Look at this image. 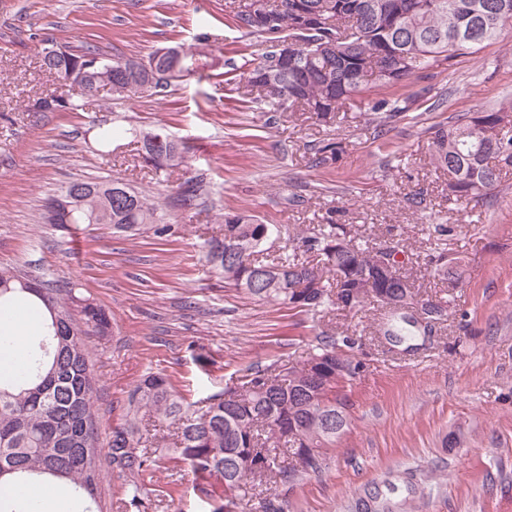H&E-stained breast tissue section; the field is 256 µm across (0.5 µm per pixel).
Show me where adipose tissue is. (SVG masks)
<instances>
[{"mask_svg":"<svg viewBox=\"0 0 512 512\" xmlns=\"http://www.w3.org/2000/svg\"><path fill=\"white\" fill-rule=\"evenodd\" d=\"M41 316L17 310L15 306L0 308V375L7 376L22 368L30 337L42 330Z\"/></svg>","mask_w":512,"mask_h":512,"instance_id":"obj_1","label":"adipose tissue"}]
</instances>
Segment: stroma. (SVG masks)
I'll return each mask as SVG.
<instances>
[{
    "label": "stroma",
    "mask_w": 512,
    "mask_h": 512,
    "mask_svg": "<svg viewBox=\"0 0 512 512\" xmlns=\"http://www.w3.org/2000/svg\"><path fill=\"white\" fill-rule=\"evenodd\" d=\"M231 11L232 0H0V267L74 284L111 315L108 336L87 338L101 385L100 436L123 422L146 372L167 374L194 403L248 369L295 365L317 337L353 326L364 368L347 389L351 423L336 447L323 449L320 472L289 491L285 512H353L367 490L407 469L419 486L407 512H512V174L487 198L455 205L429 153L435 128L512 100V36L460 50L411 86L366 85L343 106V120L324 127L301 112L261 110L245 76L267 44L233 27ZM203 32L206 56L165 96L102 93L82 112L25 107L59 88L40 67L43 39L144 56ZM396 98L405 107L395 118L367 109ZM160 122L183 156L164 174L128 134ZM102 123L117 131L108 160L95 150ZM328 138L342 150L330 167L315 166L313 146ZM115 176L163 209L172 235L40 222L45 200L70 181ZM190 180L207 197L184 207ZM416 191L426 198L421 217L406 202ZM230 210L278 225L274 254L329 219L362 242L404 240L420 298L445 301L446 322L427 349L400 356L375 336L382 313L372 305L320 317L225 287L203 246ZM432 222L454 227L448 254L466 274L451 290L426 270L437 244ZM152 482L181 486L175 502L152 512H201L182 464L164 460Z\"/></svg>",
    "instance_id": "stroma-1"
}]
</instances>
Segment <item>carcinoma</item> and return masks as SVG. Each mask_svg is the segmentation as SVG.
<instances>
[{
    "label": "carcinoma",
    "mask_w": 512,
    "mask_h": 512,
    "mask_svg": "<svg viewBox=\"0 0 512 512\" xmlns=\"http://www.w3.org/2000/svg\"><path fill=\"white\" fill-rule=\"evenodd\" d=\"M273 24H254L233 11L234 25L266 36L263 60L247 73V80L264 69L282 35L302 42L299 62L271 68L265 75V94L256 101L271 112H286L302 101L299 111L316 121L335 122L342 105L356 100L364 85L405 86L419 73L453 58L464 47H479L512 30V0H276L269 8ZM201 33L192 47L182 48L193 65L208 47ZM68 53L47 62L62 81L70 75L94 82L101 73L112 75V95L132 98L159 96L179 74L162 83L135 75L139 57L103 53L94 45L67 47ZM59 112H80L88 101L66 93L51 95ZM512 102L491 110L471 112L466 120L438 127L431 136L435 167L448 174V196L470 201L496 188L503 172L512 170ZM144 161L165 154L152 166L168 170L182 162L180 144L160 124L142 136ZM340 143L322 141L313 163H335ZM89 188L112 189V204L85 198L58 214L57 224H110L116 234L135 236L147 231L157 237L171 232L159 208L120 178L105 182L83 180ZM203 195L198 183L186 184L180 202L191 207ZM278 235L274 224L253 215L224 213L222 233L205 242L207 264L224 284L248 295L276 302L298 313L356 310L385 294L402 301L387 308L378 329L389 351L411 355L425 346L432 330L418 321V294L405 272L406 262L386 275L378 269L377 247L358 243L335 224H319L300 238L298 254L271 262L260 259ZM427 265L440 282L451 274L448 250L428 255ZM33 297L29 306L49 315L43 336L32 339L29 362L14 378L0 379V490L41 483L65 486L76 493L75 512H102L98 489L103 465L125 479L124 512H148L150 489L145 475L158 465L159 429L151 422L173 427L168 446L171 458L184 463L208 505L209 512H244L247 485L271 482L288 495L304 471L281 459L307 454L308 466L320 469L319 448H330L349 425L343 410L344 391L364 368L356 357L359 337L343 331L320 336L301 364L277 374L257 370L235 387L206 398L191 408L169 376L147 374L130 393L132 411L125 423L102 439L98 433L93 397L99 380L89 364L86 336L105 334L112 317L90 297L68 285L57 287L29 272L0 269V306ZM395 486L376 487L364 503L369 512H399ZM251 512H284L278 494L258 493Z\"/></svg>",
    "instance_id": "carcinoma-1"
}]
</instances>
